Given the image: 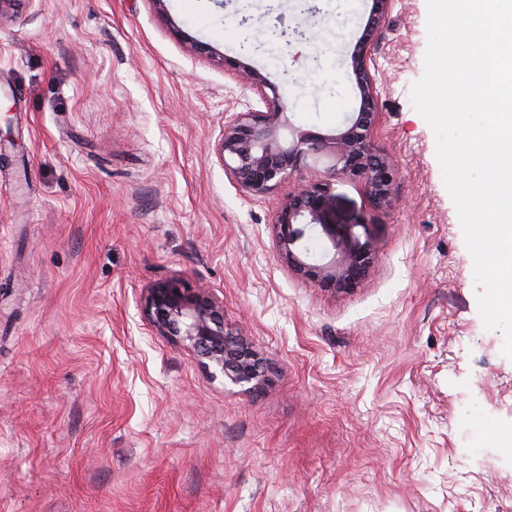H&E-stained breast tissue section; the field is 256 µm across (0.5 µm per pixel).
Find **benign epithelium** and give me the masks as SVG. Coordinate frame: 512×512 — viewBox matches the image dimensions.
I'll return each instance as SVG.
<instances>
[{
    "mask_svg": "<svg viewBox=\"0 0 512 512\" xmlns=\"http://www.w3.org/2000/svg\"><path fill=\"white\" fill-rule=\"evenodd\" d=\"M392 4L393 0H374L349 63L359 91V108L327 137L304 131L283 133L285 101L261 72L225 58L213 46L171 26L188 55L210 58L235 71L258 91L266 105L264 111L241 112L225 122L215 144V155L225 175L239 188L254 195L268 193L307 159L330 150L331 165L323 175L297 184L276 213L274 227L281 262L302 279L335 292L356 287L367 275L372 263L370 243L360 242L347 230L332 236V257L317 263L309 259L300 242L306 227L321 223L337 179L362 181L372 202L380 208L393 203L395 167L370 142L378 99L367 62ZM142 316L156 335L187 350L195 365L210 378L252 392L267 383L265 361L243 334L226 330L224 300L210 289L194 288L179 275L157 281L143 290Z\"/></svg>",
    "mask_w": 512,
    "mask_h": 512,
    "instance_id": "1",
    "label": "benign epithelium"
}]
</instances>
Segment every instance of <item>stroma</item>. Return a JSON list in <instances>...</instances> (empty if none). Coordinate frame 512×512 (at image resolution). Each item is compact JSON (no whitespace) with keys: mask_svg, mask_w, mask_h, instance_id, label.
<instances>
[{"mask_svg":"<svg viewBox=\"0 0 512 512\" xmlns=\"http://www.w3.org/2000/svg\"><path fill=\"white\" fill-rule=\"evenodd\" d=\"M373 0H14L0 16V512H512V359L478 312L473 261L413 108L426 0H395L371 71V143L394 204L334 184L325 224L375 248L356 288L289 270L267 194L214 145L261 109L178 25L260 70L292 128L359 106L348 61ZM299 28L285 44L272 27ZM181 275L268 362L259 392L211 380L151 332L140 298Z\"/></svg>","mask_w":512,"mask_h":512,"instance_id":"stroma-1","label":"stroma"}]
</instances>
